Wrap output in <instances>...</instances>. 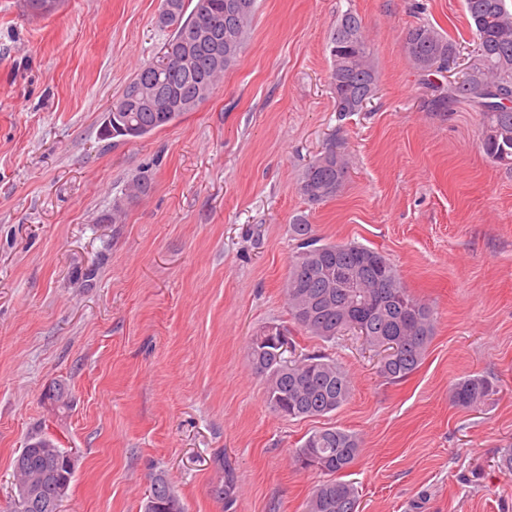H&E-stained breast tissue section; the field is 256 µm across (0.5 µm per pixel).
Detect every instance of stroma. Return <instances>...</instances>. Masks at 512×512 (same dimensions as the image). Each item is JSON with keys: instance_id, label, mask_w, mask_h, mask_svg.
<instances>
[{"instance_id": "1", "label": "stroma", "mask_w": 512, "mask_h": 512, "mask_svg": "<svg viewBox=\"0 0 512 512\" xmlns=\"http://www.w3.org/2000/svg\"><path fill=\"white\" fill-rule=\"evenodd\" d=\"M159 5L61 0L32 16L0 0V512L35 432L76 459L59 512H143L160 471L187 512H302L322 476L294 452L333 425L361 440L347 472L360 512H512V473L497 467L512 446V169L480 149L478 113L426 108L403 48L429 23L469 54L464 0H257L205 103L145 138H105V109L163 50ZM348 10L379 81L342 117L326 44ZM332 140L347 179L309 203L301 173ZM136 176L149 189L125 198ZM300 216L385 255L434 308L407 380L380 377L360 336L323 342L294 325L283 282ZM270 324L348 371L335 414L268 407L248 345ZM471 375L495 395L454 406L452 384Z\"/></svg>"}]
</instances>
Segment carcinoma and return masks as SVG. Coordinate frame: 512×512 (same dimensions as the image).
<instances>
[{"instance_id": "cac0c4a2", "label": "carcinoma", "mask_w": 512, "mask_h": 512, "mask_svg": "<svg viewBox=\"0 0 512 512\" xmlns=\"http://www.w3.org/2000/svg\"><path fill=\"white\" fill-rule=\"evenodd\" d=\"M230 0H176L174 12H159L158 27L168 31L162 56L143 65L112 103V130L105 135L124 140L141 139L195 111L219 87L224 71L242 53L256 13V0H248L245 13L228 10ZM465 11L475 48L470 79L440 84L432 79L448 71V59H459L460 44L434 26L411 27L404 49L428 90L425 103L436 112H447L465 102L481 116V147L494 163L512 164V5L508 0H465ZM330 85L336 111L361 112L378 90L373 51L359 15L347 11L331 31ZM148 96L153 104L140 101ZM336 142L327 145L304 170L300 190L312 203L336 196L347 176L343 154ZM296 251L288 269L285 295L295 323L309 335L336 339L353 325L374 346L387 338L402 343L399 354L380 366L392 383L406 380L422 364L434 335L433 308L405 286L399 270L380 252L359 243L330 242L317 236L313 225L297 218L289 225ZM355 278L349 288L343 275ZM276 336L260 330L248 346V357L257 373L265 376L268 406L287 418L324 417L335 413L350 398L352 381L335 358L322 353L294 355L296 346L279 337L289 330L274 326ZM293 356L284 357L283 346ZM496 393L481 376L454 383L452 403L475 409ZM361 452L358 437L337 426L310 433L295 451L303 469H314L329 479L315 485L304 512H358L359 493L344 480V473ZM71 453L44 435L31 438L14 461L21 481L50 469L56 472L37 494L25 496L16 487L14 512H44L46 502L59 503L70 487L74 470ZM144 512H185L180 497L164 475L151 483Z\"/></svg>"}]
</instances>
